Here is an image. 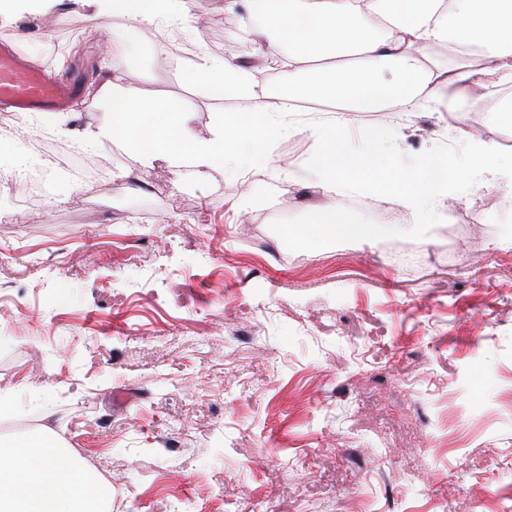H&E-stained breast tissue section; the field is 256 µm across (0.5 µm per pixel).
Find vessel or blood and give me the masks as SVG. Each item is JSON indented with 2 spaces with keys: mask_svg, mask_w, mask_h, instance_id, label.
I'll return each mask as SVG.
<instances>
[{
  "mask_svg": "<svg viewBox=\"0 0 512 512\" xmlns=\"http://www.w3.org/2000/svg\"><path fill=\"white\" fill-rule=\"evenodd\" d=\"M74 87L44 67L31 66L13 41L0 40V101L13 114L59 111L71 107Z\"/></svg>",
  "mask_w": 512,
  "mask_h": 512,
  "instance_id": "obj_1",
  "label": "vessel or blood"
}]
</instances>
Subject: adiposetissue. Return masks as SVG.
<instances>
[{"instance_id":"ef3b65f1","label":"adipose tissue","mask_w":512,"mask_h":512,"mask_svg":"<svg viewBox=\"0 0 512 512\" xmlns=\"http://www.w3.org/2000/svg\"><path fill=\"white\" fill-rule=\"evenodd\" d=\"M248 16L278 23L268 39L271 52L287 47L296 76L283 85L279 101L262 119L217 120L209 137L197 136L189 114L176 98L134 90L123 55L112 58L111 78L94 93L103 118L85 131L87 148L109 143L124 147L143 163L165 161L176 178L206 179L220 166L238 176L266 169L273 161L269 133L279 103L301 96L339 103L332 123L309 124L317 144L309 172L324 200L314 223L332 238L370 240L384 233L380 224H350L340 219L337 198L360 185L387 190L396 197L412 226L427 223L435 203L463 173L455 158L428 155L413 167L381 163L380 150L390 133L364 127L361 150H350L345 131L350 121L384 110L394 94L415 90L427 100L446 98L463 112L486 105L490 85L512 82V0H239ZM102 17L131 11L145 18L186 20L188 0H96ZM478 45L479 66L441 67L445 46L467 53ZM194 78L204 88L227 96L254 92L252 74L237 59L195 64ZM112 485L67 455L49 431L0 440V512H110Z\"/></svg>"}]
</instances>
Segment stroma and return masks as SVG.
Returning <instances> with one entry per match:
<instances>
[{"instance_id":"1","label":"stroma","mask_w":512,"mask_h":512,"mask_svg":"<svg viewBox=\"0 0 512 512\" xmlns=\"http://www.w3.org/2000/svg\"><path fill=\"white\" fill-rule=\"evenodd\" d=\"M190 14L165 45L140 16L54 0L0 15V39L76 84L79 129L102 116L88 89L116 52L200 134L265 112L291 77L274 59L251 60L248 98L190 77L253 43L251 20L228 0ZM500 91L465 116L408 95L365 123L394 130L383 154L404 165L449 153L469 168L474 140L512 153ZM288 110L271 167L199 185L0 111V172L48 173L46 200L0 222V390L17 408L0 438L48 428L111 482L112 512H503L487 492L512 495V189L471 173L411 235L401 206L357 191L346 221L390 233L321 237L304 127L326 112Z\"/></svg>"}]
</instances>
